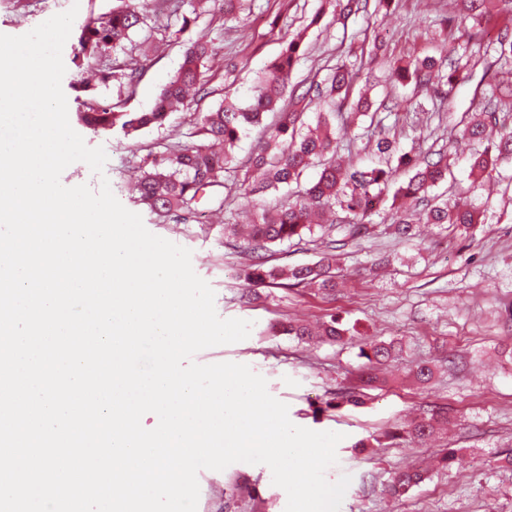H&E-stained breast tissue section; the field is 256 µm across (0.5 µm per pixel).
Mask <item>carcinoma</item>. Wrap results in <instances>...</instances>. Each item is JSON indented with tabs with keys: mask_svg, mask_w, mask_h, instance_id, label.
Returning <instances> with one entry per match:
<instances>
[{
	"mask_svg": "<svg viewBox=\"0 0 512 512\" xmlns=\"http://www.w3.org/2000/svg\"><path fill=\"white\" fill-rule=\"evenodd\" d=\"M220 4L224 14L231 15L244 9V0H162L170 17L182 19V28L189 27L204 13L206 3ZM156 0H115L112 9L85 22L74 47L72 63L92 59L96 63L97 80L107 85L122 77L133 83L144 72L150 49L156 40ZM368 0H336V17L344 19L351 12L367 11ZM460 23L471 20L476 34L483 32L482 24L503 22L496 40L489 44L495 53L493 64L498 70L512 73V0H456ZM140 36V53L129 57L122 73L110 63L111 53L125 48L132 36ZM305 55L304 35L301 32L282 37L279 55L256 78L250 103L242 105L232 95L224 93L218 106L206 111L199 109L196 96L204 91L207 63L212 49L197 40L187 44L181 63L162 89L152 108L147 112H122L111 104L95 100L83 102V110L76 113L77 122L95 133L121 130L132 135L145 128H162L169 115L178 107L189 111V124L195 142L170 138L161 150L147 155L137 185V202L145 206L158 221L171 218L186 219L200 197L215 188H227L226 177H233V185L244 187L243 199L252 207V219L244 241V250L251 262L241 277L248 288L279 285L286 280L297 287L317 288L325 293L336 292V251L348 240L370 233V217L377 204L392 195L391 228L400 239L416 236L415 213L425 207L427 223L447 226L468 233L479 223V212L472 197L464 194H436L434 189L448 181L451 174L448 154L397 153L389 131L379 114L390 111L387 100L372 107L366 94L359 93L356 102H350L356 73L353 64L343 61L330 69L321 83H312L303 91L289 87L295 66ZM470 66L466 53L453 49L448 62L432 56L408 62L389 63L388 80L397 84L414 85L420 90H439L453 86L465 78ZM349 112H343L345 105ZM315 115V129H309L308 112ZM276 120L266 123L267 114ZM512 113V87L487 84L483 110L474 121L462 124L458 138L472 145L483 146L472 153L471 185L476 192L483 180L502 162L512 159V129L501 118ZM346 117L356 124L361 118L370 120L365 134L373 138L377 166L357 170L342 163L343 144L336 139L334 123ZM253 128L261 129L257 151L249 159L244 173H238L234 148L241 137ZM318 169L317 178L304 185L302 178L310 168ZM404 172L407 179L397 182V174ZM288 188L287 196L274 206L264 201L271 190ZM325 212L343 214L337 223L343 224L344 238L326 242L319 261L311 265L280 267L270 263L272 247L306 238L312 242L323 240L319 233L324 226L316 217ZM271 330L288 336L312 335L305 325L291 321L271 325ZM319 335L329 342L348 340L350 330L342 327L336 317L322 323ZM363 364L361 382L371 386L378 382L377 370L397 359L402 346L396 340H358ZM448 420L439 412L420 417L410 424L394 423L387 432L393 441H414L428 438L437 423ZM425 479L421 469L408 468L393 473L385 492L401 496Z\"/></svg>",
	"mask_w": 512,
	"mask_h": 512,
	"instance_id": "carcinoma-1",
	"label": "carcinoma"
}]
</instances>
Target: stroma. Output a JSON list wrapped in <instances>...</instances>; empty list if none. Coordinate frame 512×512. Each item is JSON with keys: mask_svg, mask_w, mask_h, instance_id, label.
Wrapping results in <instances>:
<instances>
[{"mask_svg": "<svg viewBox=\"0 0 512 512\" xmlns=\"http://www.w3.org/2000/svg\"><path fill=\"white\" fill-rule=\"evenodd\" d=\"M26 2L20 10L13 0H0V34H25L74 5L79 27L112 7V0ZM315 15L320 18L316 24L311 21ZM456 15L449 0H399L340 22L334 0H256L254 9L235 19L212 12L182 33L166 32L165 49L152 55L137 84L123 89L110 82L99 88L97 99L122 102L130 112L148 110L178 69L185 44L202 40L212 45L214 59L206 73L210 93L201 108L216 107L227 90L247 102L255 75L279 54L282 37L302 29L306 57L297 64L293 83L321 80L328 65L348 57L368 71L372 100L389 97L386 123L400 149H447L452 176L444 189L459 193L470 184L472 149L451 140L455 126L481 102L487 83L484 63H477L448 93L440 111L414 112L411 86L385 92L382 65L369 64L362 55L376 38L383 40L390 57L446 54L449 32L458 26ZM187 119V112H175L165 128H147L129 138L81 129L88 146L104 147V173L96 175L86 163L76 162L64 170L61 181L94 190L109 181L116 198L140 214L151 233L191 250L195 272L215 292L220 317L252 321L247 339L202 350L196 362L248 365L266 378L269 393L288 405L295 425L342 433L338 462L325 472L333 482L345 474L352 477L340 512H512V464L506 460L512 452V364L501 354L502 346L512 344V164L494 172L493 194L475 197L483 222L473 236L428 225L420 237L404 241L379 224L370 236L342 249L335 295L274 286L252 300L240 276L249 257L224 236L225 222L241 220L239 199L228 197L219 208L202 198L186 221L166 224L157 223L135 200L132 187L149 149L166 138L187 135ZM331 313L341 317L344 327L365 336L397 338L405 347L388 369V385L363 391L358 407L331 406L339 390L357 381L363 364L358 346L312 344L269 330L276 322H319ZM446 355L454 360L448 369L441 366ZM420 363L435 369L433 380L423 387L411 377ZM436 406L447 407L450 424L425 442L360 447V440L383 438L393 422ZM448 447L456 449V460L448 468H434L436 452ZM408 467L427 469V480L404 496L387 495L383 486L391 474ZM198 481L197 512H209L219 486L224 489L223 512H285L286 493L273 485L265 465L234 463L221 471L203 470Z\"/></svg>", "mask_w": 512, "mask_h": 512, "instance_id": "obj_1", "label": "stroma"}]
</instances>
